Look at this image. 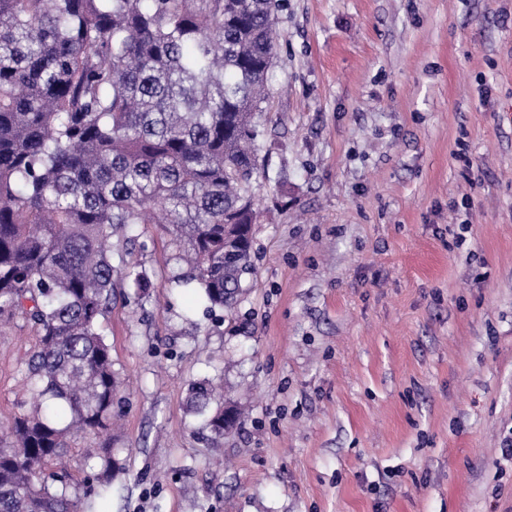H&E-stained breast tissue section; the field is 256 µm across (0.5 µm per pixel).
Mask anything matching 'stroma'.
<instances>
[{"instance_id": "stroma-1", "label": "stroma", "mask_w": 512, "mask_h": 512, "mask_svg": "<svg viewBox=\"0 0 512 512\" xmlns=\"http://www.w3.org/2000/svg\"><path fill=\"white\" fill-rule=\"evenodd\" d=\"M275 38L234 311L172 283L166 225L126 245L151 286L100 319L125 469L94 512H512V0H283ZM34 341L0 325V433ZM191 409L205 419L206 425L218 436L232 430L237 422L238 416L234 409L228 407L227 418H224L223 397L216 394L213 387L206 383L195 384L192 388Z\"/></svg>"}]
</instances>
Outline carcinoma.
Instances as JSON below:
<instances>
[{
	"label": "carcinoma",
	"mask_w": 512,
	"mask_h": 512,
	"mask_svg": "<svg viewBox=\"0 0 512 512\" xmlns=\"http://www.w3.org/2000/svg\"><path fill=\"white\" fill-rule=\"evenodd\" d=\"M281 0H0V319L36 331L31 408L0 439V512H75L62 463L107 430L121 382L99 319L131 224L163 213L210 307L253 272V183ZM191 409L218 436L238 416L206 383ZM101 477L123 471L107 443Z\"/></svg>",
	"instance_id": "carcinoma-1"
}]
</instances>
